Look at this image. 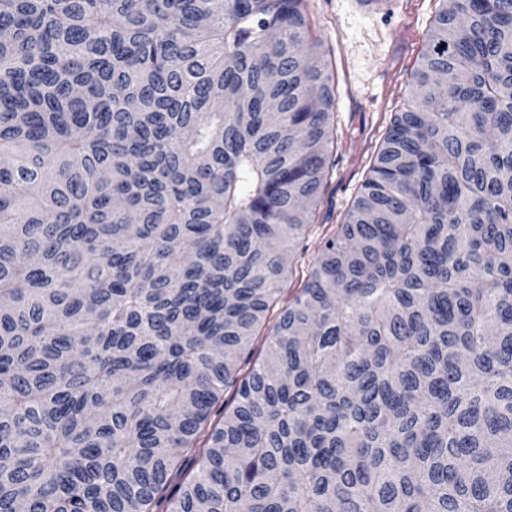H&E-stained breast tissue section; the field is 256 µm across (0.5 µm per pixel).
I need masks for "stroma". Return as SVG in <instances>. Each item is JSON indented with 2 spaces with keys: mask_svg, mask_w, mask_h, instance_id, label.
<instances>
[{
  "mask_svg": "<svg viewBox=\"0 0 512 512\" xmlns=\"http://www.w3.org/2000/svg\"><path fill=\"white\" fill-rule=\"evenodd\" d=\"M439 0H387L362 10L357 0H311L312 24L338 79V146L328 188L305 250L294 262L306 272L325 231L338 224L364 181L439 9Z\"/></svg>",
  "mask_w": 512,
  "mask_h": 512,
  "instance_id": "35a3bbf8",
  "label": "stroma"
}]
</instances>
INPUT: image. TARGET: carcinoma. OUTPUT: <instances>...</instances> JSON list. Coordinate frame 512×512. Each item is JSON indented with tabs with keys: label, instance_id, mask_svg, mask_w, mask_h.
<instances>
[{
	"label": "carcinoma",
	"instance_id": "cac0c4a2",
	"mask_svg": "<svg viewBox=\"0 0 512 512\" xmlns=\"http://www.w3.org/2000/svg\"><path fill=\"white\" fill-rule=\"evenodd\" d=\"M440 2L289 292L309 0H0V512H512V0Z\"/></svg>",
	"mask_w": 512,
	"mask_h": 512
}]
</instances>
